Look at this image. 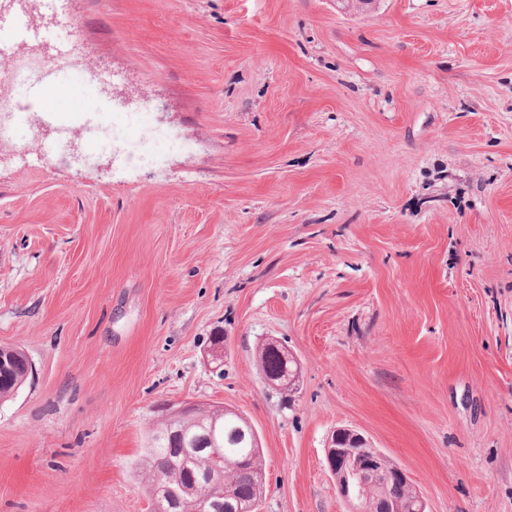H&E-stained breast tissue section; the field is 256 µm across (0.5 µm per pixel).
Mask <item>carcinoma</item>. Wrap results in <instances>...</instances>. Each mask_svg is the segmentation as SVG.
I'll use <instances>...</instances> for the list:
<instances>
[{
  "label": "carcinoma",
  "instance_id": "cac0c4a2",
  "mask_svg": "<svg viewBox=\"0 0 512 512\" xmlns=\"http://www.w3.org/2000/svg\"><path fill=\"white\" fill-rule=\"evenodd\" d=\"M9 351L14 359L0 371V401L13 397L28 376L24 353L13 347ZM257 356L261 370L279 374L281 383L276 392L289 400L288 365L279 349L264 339L258 345ZM222 410V406L203 407L193 418L175 424L164 420L151 430L140 474L153 506L163 505L169 512H224L227 498L261 494L260 474L265 468L262 448L253 443L244 420L233 412L219 418L224 434L218 454L205 438L212 414ZM238 459L246 461V465L231 466ZM191 470L203 476L201 491L195 497L184 492Z\"/></svg>",
  "mask_w": 512,
  "mask_h": 512
}]
</instances>
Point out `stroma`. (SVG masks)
Wrapping results in <instances>:
<instances>
[{"instance_id": "35a3bbf8", "label": "stroma", "mask_w": 512, "mask_h": 512, "mask_svg": "<svg viewBox=\"0 0 512 512\" xmlns=\"http://www.w3.org/2000/svg\"><path fill=\"white\" fill-rule=\"evenodd\" d=\"M65 67L0 145V512H153L163 405L263 448L258 512H347L350 427L429 512H512V0H57ZM224 339V365L206 357ZM301 366L289 404L261 339ZM0 348V368L12 361L11 354L5 351H11L14 354L12 363L6 369L0 371V401H2L13 397L18 392L27 379L28 370H31L32 367L29 361L27 364V357L19 349L13 347Z\"/></svg>"}]
</instances>
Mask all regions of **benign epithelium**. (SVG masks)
<instances>
[{
  "label": "benign epithelium",
  "instance_id": "7a95c632",
  "mask_svg": "<svg viewBox=\"0 0 512 512\" xmlns=\"http://www.w3.org/2000/svg\"><path fill=\"white\" fill-rule=\"evenodd\" d=\"M325 461L348 512H427L406 472L359 431L335 429Z\"/></svg>",
  "mask_w": 512,
  "mask_h": 512
}]
</instances>
